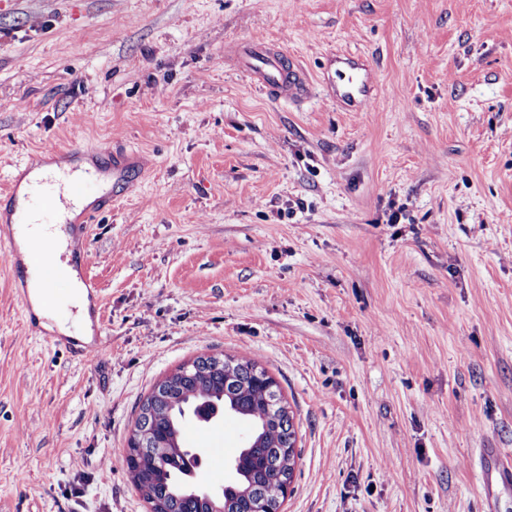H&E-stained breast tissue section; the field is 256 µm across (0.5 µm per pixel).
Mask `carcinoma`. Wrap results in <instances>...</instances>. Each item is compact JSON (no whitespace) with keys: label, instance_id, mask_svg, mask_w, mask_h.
<instances>
[{"label":"carcinoma","instance_id":"carcinoma-1","mask_svg":"<svg viewBox=\"0 0 512 512\" xmlns=\"http://www.w3.org/2000/svg\"><path fill=\"white\" fill-rule=\"evenodd\" d=\"M270 375L266 370L246 361L226 359L221 367L197 357L192 364L178 367L166 376L165 390L151 391L142 402L133 427L147 429L153 453L140 462H127V467L139 469L132 479L148 504L159 502L164 512H209L207 499L184 489L186 477L197 465L194 451L183 446L181 423L186 411L201 393L210 395L218 405L229 404L233 413L259 424L254 411L267 406L271 393L267 386ZM296 444L293 417L286 409L263 428L240 451L235 463L236 474H243L250 484L247 493H237V483L224 486V512H254L265 505L278 512L283 498L279 489L293 479L294 469H285L278 450Z\"/></svg>","mask_w":512,"mask_h":512}]
</instances>
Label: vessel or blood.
<instances>
[{
  "label": "vessel or blood",
  "instance_id": "1",
  "mask_svg": "<svg viewBox=\"0 0 512 512\" xmlns=\"http://www.w3.org/2000/svg\"><path fill=\"white\" fill-rule=\"evenodd\" d=\"M238 63L254 85L275 97L296 99L306 95L308 91L298 69L273 47L261 43L241 47L238 51ZM336 63L337 100L355 110L368 105L374 90L370 65L350 54L337 56ZM83 154L95 159L110 160L113 178L123 177L126 155L114 148L111 142H98L84 149ZM91 194L98 195L101 208L111 207L112 197L105 194L98 171L88 170L84 174L76 175L71 170L62 168L47 178L43 188L28 196L25 213L36 217L39 223L63 227L67 246L72 249L84 244L87 226L93 220L94 214L90 211L83 212L80 222L77 223L73 222L71 215L76 202ZM15 233L14 225L0 226V235L5 236L7 242L6 258L10 274L14 284L21 288L19 297L22 303L30 301V293L26 291L25 285L27 265L32 262L41 272V296L44 302L52 308H60L65 299L58 293L56 285L61 281H69L70 260L46 261V245L43 240L31 238L20 247L16 244ZM48 341L84 360L101 358L105 352L103 342L97 336L52 335ZM479 459L482 463L481 479L487 488L486 512H499L498 489L512 488V456L483 448L479 451Z\"/></svg>",
  "mask_w": 512,
  "mask_h": 512
}]
</instances>
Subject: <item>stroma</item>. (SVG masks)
I'll return each mask as SVG.
<instances>
[{
    "label": "stroma",
    "mask_w": 512,
    "mask_h": 512,
    "mask_svg": "<svg viewBox=\"0 0 512 512\" xmlns=\"http://www.w3.org/2000/svg\"><path fill=\"white\" fill-rule=\"evenodd\" d=\"M249 43L310 92L253 86ZM344 52L374 69L354 112ZM104 139L140 158L88 227L104 363L28 330L0 257V512H148L139 405L212 353L279 385L284 512H482L469 460L512 450V0L0 9V190ZM336 100L358 110L371 102L374 90L369 64L350 54L336 56Z\"/></svg>",
    "instance_id": "35a3bbf8"
}]
</instances>
